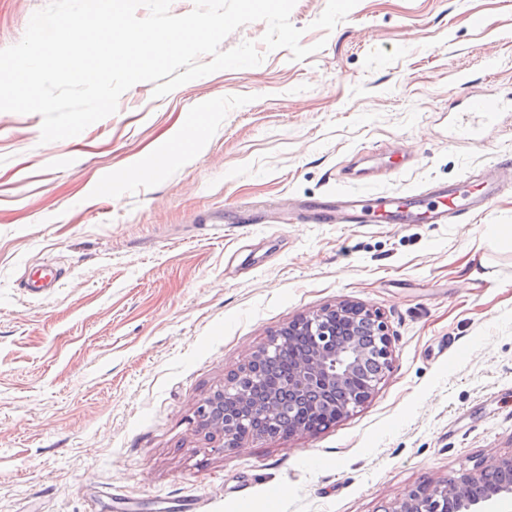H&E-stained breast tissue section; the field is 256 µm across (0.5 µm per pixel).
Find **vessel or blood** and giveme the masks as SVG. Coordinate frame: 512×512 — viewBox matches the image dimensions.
<instances>
[{
    "label": "vessel or blood",
    "instance_id": "b4317fda",
    "mask_svg": "<svg viewBox=\"0 0 512 512\" xmlns=\"http://www.w3.org/2000/svg\"><path fill=\"white\" fill-rule=\"evenodd\" d=\"M512 102L497 96L478 95L470 103L471 124H460L451 131L457 142L484 141V129L496 122ZM504 163L491 166L490 178L480 182L476 192L461 196L455 188L431 184L419 190L385 193H355L348 186L366 180L362 169L345 171L336 183V200L316 202L306 211L316 224H450L486 213L503 190Z\"/></svg>",
    "mask_w": 512,
    "mask_h": 512
}]
</instances>
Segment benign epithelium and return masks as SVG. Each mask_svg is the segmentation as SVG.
<instances>
[{
  "mask_svg": "<svg viewBox=\"0 0 512 512\" xmlns=\"http://www.w3.org/2000/svg\"><path fill=\"white\" fill-rule=\"evenodd\" d=\"M365 333L373 336L369 347L357 341ZM295 336H308L312 342L309 352L295 358L283 386L295 410L317 413L324 407L334 411L337 419L349 414L371 397L392 357V341L382 316L362 305L343 302L297 317L252 353L245 372L197 407L202 426L220 435L222 446L234 448L240 443L237 425L249 417L261 420L251 434L254 440L309 432L303 423L283 430L280 396L259 400L253 392L263 379L265 362L278 357ZM511 495L512 455L442 484L421 485L388 512H447L449 503L453 512H491L497 501Z\"/></svg>",
  "mask_w": 512,
  "mask_h": 512,
  "instance_id": "benign-epithelium-1",
  "label": "benign epithelium"
}]
</instances>
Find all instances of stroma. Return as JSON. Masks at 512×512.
<instances>
[{"mask_svg":"<svg viewBox=\"0 0 512 512\" xmlns=\"http://www.w3.org/2000/svg\"><path fill=\"white\" fill-rule=\"evenodd\" d=\"M48 0H0V49ZM315 53L281 48L168 95L140 82L79 135L0 112V512H387L512 454V185L459 224H309L340 170L364 193L461 186L512 157V112L450 144L477 93H512V0H359ZM203 130L153 177L137 166ZM112 192L100 198L101 183ZM44 262L55 288L23 283ZM382 315L389 369L330 427L224 448L196 409L299 315Z\"/></svg>","mask_w":512,"mask_h":512,"instance_id":"1","label":"stroma"}]
</instances>
